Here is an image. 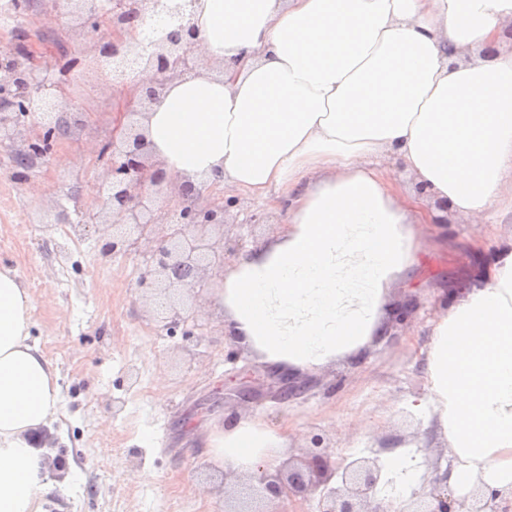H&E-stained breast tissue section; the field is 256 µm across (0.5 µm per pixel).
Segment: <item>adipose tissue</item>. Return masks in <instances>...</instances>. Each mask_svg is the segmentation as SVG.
<instances>
[{
	"instance_id": "1",
	"label": "adipose tissue",
	"mask_w": 512,
	"mask_h": 512,
	"mask_svg": "<svg viewBox=\"0 0 512 512\" xmlns=\"http://www.w3.org/2000/svg\"><path fill=\"white\" fill-rule=\"evenodd\" d=\"M205 64L140 119L175 185L204 183L284 210L278 237L224 269V330L262 362L317 370L369 347L392 286L447 211L491 224L512 176V0H189ZM401 160L417 191L402 188ZM431 207H423V200ZM31 297L0 266V512H45L57 371L31 340ZM428 421L383 464L388 512L430 494L431 442L448 484L512 493V239L440 312L426 347ZM209 462L254 470L283 437L250 418L204 440Z\"/></svg>"
}]
</instances>
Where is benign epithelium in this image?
Listing matches in <instances>:
<instances>
[{"instance_id":"1","label":"benign epithelium","mask_w":512,"mask_h":512,"mask_svg":"<svg viewBox=\"0 0 512 512\" xmlns=\"http://www.w3.org/2000/svg\"><path fill=\"white\" fill-rule=\"evenodd\" d=\"M73 2L82 5L78 18L94 26L97 17L102 16L118 31L131 29L127 22L130 10L144 19L159 10L172 15L171 30L154 40H140L134 53L120 38L110 43L111 51L105 57L112 62L121 64L132 53L155 71V85L128 94L126 114H141L168 82L193 69V27L184 23L185 4L175 0H102L100 4L97 0H55L54 6ZM7 72L6 78H0V130L24 126L23 116L48 110L53 100L32 69L15 60L7 66ZM67 128L65 117L56 118L28 141L27 149L15 153L14 162L27 168L36 158L51 160L53 142ZM102 156L106 157L109 180L99 193L93 219L109 216L116 223L112 240L101 245V252L110 255L153 237L157 223L147 218V213L157 204L167 173L152 159L145 136L132 129L112 136ZM182 191L189 201L179 219L168 225L164 241L147 260L148 269L139 280L140 287L163 297L159 315L170 332L193 320L194 311L180 295L199 281L209 260L206 231L225 224L224 201L213 197L199 203L200 189L191 184L183 186ZM268 377V397L279 404L299 399L310 389V382L289 373L271 369ZM380 479L381 470L375 460L355 459L337 466L327 456L313 452L298 464L274 470L258 468L239 492L238 505L228 512H265L266 504L304 500L315 494L319 496L318 512H382L368 509L369 504L379 501ZM460 506L457 499L448 496V490L436 487L416 512H461Z\"/></svg>"}]
</instances>
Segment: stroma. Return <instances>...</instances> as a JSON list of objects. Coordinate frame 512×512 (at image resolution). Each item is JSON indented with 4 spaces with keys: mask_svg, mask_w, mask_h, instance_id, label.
<instances>
[{
    "mask_svg": "<svg viewBox=\"0 0 512 512\" xmlns=\"http://www.w3.org/2000/svg\"><path fill=\"white\" fill-rule=\"evenodd\" d=\"M12 2L16 20L0 25V63L26 45L46 87L63 82L55 104L70 123L69 135L54 144L52 163H34L20 179L13 176V154L44 119L34 115L25 127L0 134V264L13 268L31 294V337L55 366L62 394L48 440V512H224L248 474L199 455V435L221 417L262 418L285 436L295 460L307 455L315 434L335 462L377 457L415 437L422 421L408 401L426 387L422 349L432 323L455 284L479 272L491 244L512 238V200H502L497 224L449 213L409 277L391 291L393 306H409L408 318L389 321L388 336L360 356L308 373L312 388L303 399L278 404L218 395L228 381L244 380L263 392L270 379L266 365L225 336L222 310L202 302L221 287L223 263L280 232L281 212L236 196L228 225L212 234L227 248L223 260L209 261L199 283L182 293L201 324L195 350L185 351L182 336L158 322L156 298L138 286L158 238L105 255L100 246L112 227L87 218L94 190L107 178L98 153L112 138L124 92L103 77L97 32L49 0ZM67 55L81 63L63 79L58 68ZM63 212L79 244L60 236ZM256 213L263 224L244 230ZM159 379L166 388L158 395ZM190 412L191 429L179 431L178 421ZM375 425L378 447H363V431ZM145 470L154 481L141 480Z\"/></svg>",
    "mask_w": 512,
    "mask_h": 512,
    "instance_id": "stroma-1",
    "label": "stroma"
}]
</instances>
